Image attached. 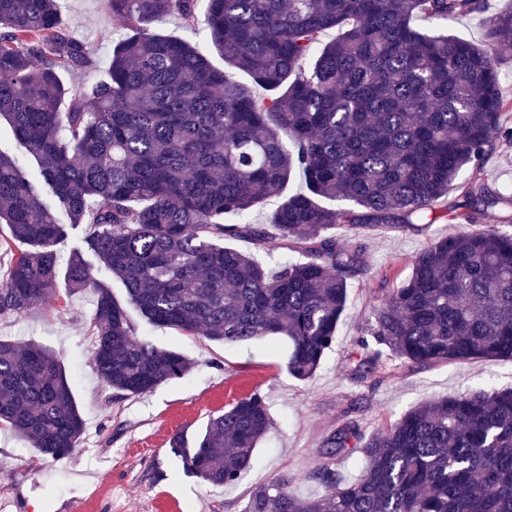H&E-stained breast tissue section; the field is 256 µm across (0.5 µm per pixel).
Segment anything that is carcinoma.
I'll return each mask as SVG.
<instances>
[{
	"instance_id": "cac0c4a2",
	"label": "carcinoma",
	"mask_w": 512,
	"mask_h": 512,
	"mask_svg": "<svg viewBox=\"0 0 512 512\" xmlns=\"http://www.w3.org/2000/svg\"><path fill=\"white\" fill-rule=\"evenodd\" d=\"M204 25L224 67L153 25ZM126 27L105 77L85 90L61 74L92 64L61 22L59 0H0V119L35 160L71 223L126 303L92 280L82 257L65 278L93 288L95 369L121 400L183 375L188 358L137 335L127 306L150 324L237 344L283 337L288 372L312 377L336 343L359 250L336 230L442 218L474 224L495 209L512 224V192L489 186L481 164L512 140L496 49L512 44V8L489 20L484 45L433 37L416 21L481 13L485 0H106ZM336 38L324 40L327 31ZM246 74L254 88L234 78ZM464 201L435 207L461 171ZM306 190L283 197L264 224L250 215L281 194L294 171ZM339 206H327L325 202ZM64 235L16 159L0 150V315L58 299L52 246ZM226 238L305 245V260L275 268L226 247ZM29 249L13 252L12 244ZM411 275L385 290L368 337L349 355L358 377L386 356L427 366L512 360V235L490 226L426 244ZM40 453L68 457L85 421L59 357L0 339V427ZM272 426L258 393L211 418L191 448L171 452L186 471L237 484ZM359 454L352 481L330 461ZM310 478L322 495L272 478L244 512H512V389L486 386L418 405L364 437L347 421L322 441Z\"/></svg>"
}]
</instances>
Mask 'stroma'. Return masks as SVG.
<instances>
[{
	"mask_svg": "<svg viewBox=\"0 0 512 512\" xmlns=\"http://www.w3.org/2000/svg\"><path fill=\"white\" fill-rule=\"evenodd\" d=\"M60 6L68 34L96 62L64 79L74 88L91 86L103 77L111 45L125 30L103 0H60ZM509 7L512 0H486L484 12L430 25L428 31L480 44L492 16ZM453 230L440 222L419 232L401 226L343 230L363 264L347 278L349 298L337 341L306 381L289 374L283 343L224 345L141 321L139 337L183 352L192 367L150 393L113 401L91 362L93 293H69L62 279L58 301L20 318L0 315V339L34 342L60 355L86 421L81 444L62 460L0 429V512H70L76 502L86 503V512H243L250 495L277 474L288 475L300 496L314 498L322 489L309 475L322 462L321 443L344 421H355L369 435L431 399L487 382L512 387V360L416 367L390 358L368 378L351 374L347 353L363 336L382 289L396 287L408 276L413 255ZM255 392L267 401L272 427L243 479L224 488L190 476L170 451L172 438L192 443L211 417Z\"/></svg>",
	"mask_w": 512,
	"mask_h": 512,
	"instance_id": "1",
	"label": "stroma"
}]
</instances>
